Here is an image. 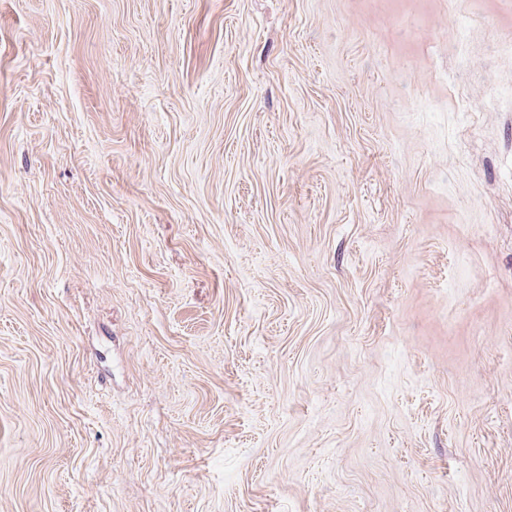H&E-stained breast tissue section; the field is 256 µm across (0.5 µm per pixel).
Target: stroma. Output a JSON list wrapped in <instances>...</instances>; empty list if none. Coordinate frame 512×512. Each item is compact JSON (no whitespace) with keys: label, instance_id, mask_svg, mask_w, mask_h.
Here are the masks:
<instances>
[{"label":"stroma","instance_id":"1","mask_svg":"<svg viewBox=\"0 0 512 512\" xmlns=\"http://www.w3.org/2000/svg\"><path fill=\"white\" fill-rule=\"evenodd\" d=\"M512 0H0V512H512Z\"/></svg>","mask_w":512,"mask_h":512}]
</instances>
